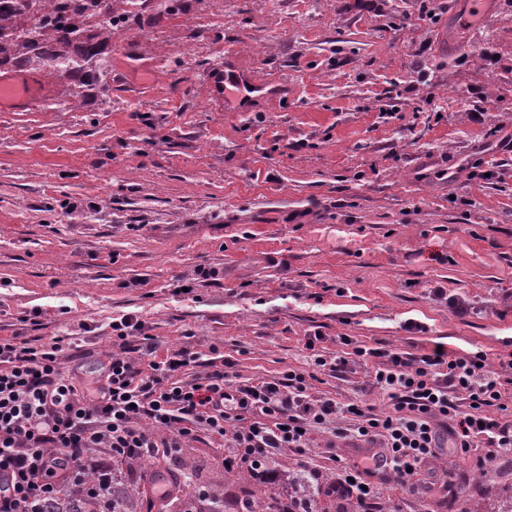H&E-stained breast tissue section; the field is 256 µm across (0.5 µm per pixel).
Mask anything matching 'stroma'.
<instances>
[{
  "label": "stroma",
  "mask_w": 512,
  "mask_h": 512,
  "mask_svg": "<svg viewBox=\"0 0 512 512\" xmlns=\"http://www.w3.org/2000/svg\"><path fill=\"white\" fill-rule=\"evenodd\" d=\"M432 2L434 19L422 6ZM112 29L106 83H70L0 112V336H76L93 382L110 323L137 313L166 347L219 345L228 378L309 372L310 392L363 396L368 367H313L342 337L420 354L512 356V0L490 41L446 0H138ZM284 96L235 109L210 82L225 51ZM220 271L197 298L172 285ZM444 288L445 298L433 296ZM455 299L468 315L456 316ZM39 312V325L26 323ZM425 325L409 333L405 321ZM368 448L281 461L339 466ZM445 454L421 476H375L381 512H476L512 494V456Z\"/></svg>",
  "instance_id": "35a3bbf8"
}]
</instances>
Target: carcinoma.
Masks as SVG:
<instances>
[{
	"instance_id": "cac0c4a2",
	"label": "carcinoma",
	"mask_w": 512,
	"mask_h": 512,
	"mask_svg": "<svg viewBox=\"0 0 512 512\" xmlns=\"http://www.w3.org/2000/svg\"><path fill=\"white\" fill-rule=\"evenodd\" d=\"M102 0H58L57 7L38 14L32 0H0V69L15 70L51 65L57 77L74 85H96L105 80V54L112 38V18L101 10ZM263 473L243 467H224V485H198L194 470L181 462L171 495L160 499L156 482L128 480L120 464L112 475L90 485V477L75 473L60 493L38 500L34 512H153L157 503L177 502L176 512H359L346 501L321 491L319 479L275 460L263 465Z\"/></svg>"
}]
</instances>
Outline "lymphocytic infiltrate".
<instances>
[{
    "mask_svg": "<svg viewBox=\"0 0 512 512\" xmlns=\"http://www.w3.org/2000/svg\"><path fill=\"white\" fill-rule=\"evenodd\" d=\"M111 329L112 348L91 387L64 366L72 337L0 336V512H32L36 499L58 493L75 470L101 479L113 461L160 465L200 439L233 449L235 462L251 466L285 448L305 452L320 432L373 449L369 466L341 467L332 484L362 507L375 504L367 485L374 471L404 478L447 452L512 453V410L504 402L512 376L490 371L480 351L415 355L345 336L346 357L326 354L308 337L317 368L371 363L367 384L388 400L378 413L360 398L342 404L311 396L305 373L294 369L230 382L217 346L162 347L133 313Z\"/></svg>",
    "mask_w": 512,
    "mask_h": 512,
    "instance_id": "lymphocytic-infiltrate-1",
    "label": "lymphocytic infiltrate"
}]
</instances>
